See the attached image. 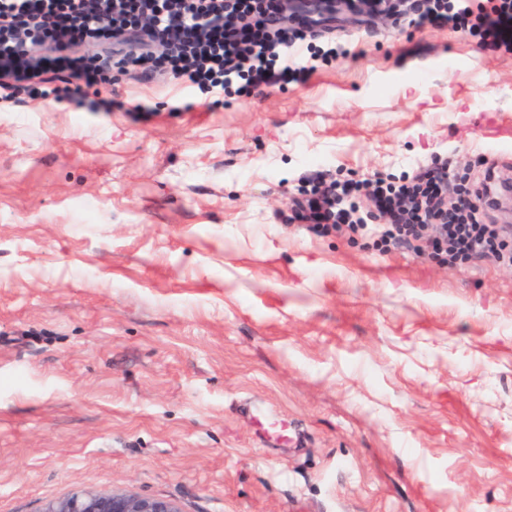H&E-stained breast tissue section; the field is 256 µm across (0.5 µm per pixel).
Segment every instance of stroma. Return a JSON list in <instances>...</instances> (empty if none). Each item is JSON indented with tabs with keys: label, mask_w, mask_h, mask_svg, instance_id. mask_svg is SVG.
Here are the masks:
<instances>
[{
	"label": "stroma",
	"mask_w": 512,
	"mask_h": 512,
	"mask_svg": "<svg viewBox=\"0 0 512 512\" xmlns=\"http://www.w3.org/2000/svg\"><path fill=\"white\" fill-rule=\"evenodd\" d=\"M304 33L350 53L261 95L137 69L0 99V512H512V266L288 221L318 175L512 160V56L350 11ZM41 512H181L168 499L145 498L124 491L84 492L47 503Z\"/></svg>",
	"instance_id": "obj_1"
}]
</instances>
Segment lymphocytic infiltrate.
<instances>
[{
  "instance_id": "lymphocytic-infiltrate-1",
  "label": "lymphocytic infiltrate",
  "mask_w": 512,
  "mask_h": 512,
  "mask_svg": "<svg viewBox=\"0 0 512 512\" xmlns=\"http://www.w3.org/2000/svg\"><path fill=\"white\" fill-rule=\"evenodd\" d=\"M370 9L399 13L417 27L445 26L477 38L481 48L512 54V0H372ZM277 10L276 0H16L0 17V31L30 25L36 33L27 49L0 54V90L77 101L75 89H51L37 79L66 68L84 85L104 81L106 59L72 53L88 38L121 47L119 70L170 73L204 92L237 84L260 93L302 84L314 62L348 55L338 42L311 51L310 64H289L304 35L272 26ZM494 177L486 168L481 180L452 193L443 162L399 186L378 178L319 182L293 200L292 219L316 232H356L362 228L358 200L365 197L385 219L374 229L381 251L430 250L452 264L482 258L512 263V236L485 222Z\"/></svg>"
}]
</instances>
